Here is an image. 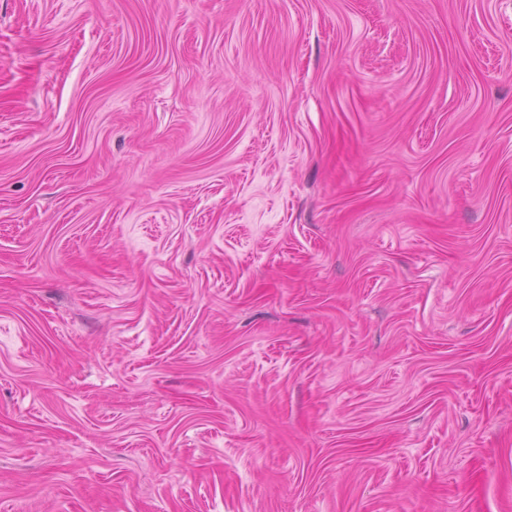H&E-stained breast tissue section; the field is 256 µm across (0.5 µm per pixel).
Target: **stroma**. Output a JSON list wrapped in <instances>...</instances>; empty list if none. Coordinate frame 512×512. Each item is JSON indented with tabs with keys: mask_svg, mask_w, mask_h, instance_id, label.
<instances>
[{
	"mask_svg": "<svg viewBox=\"0 0 512 512\" xmlns=\"http://www.w3.org/2000/svg\"><path fill=\"white\" fill-rule=\"evenodd\" d=\"M0 512H512V0H0Z\"/></svg>",
	"mask_w": 512,
	"mask_h": 512,
	"instance_id": "obj_1",
	"label": "stroma"
}]
</instances>
